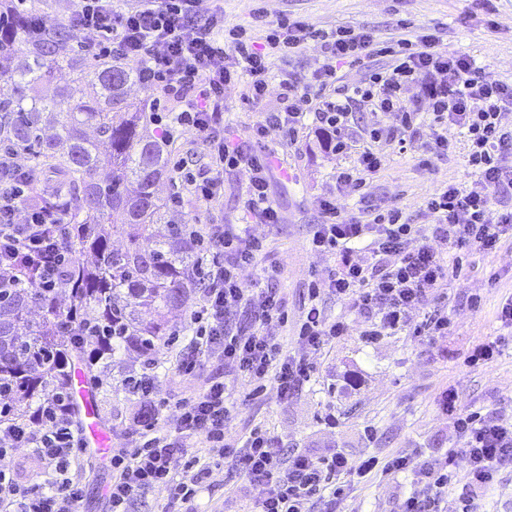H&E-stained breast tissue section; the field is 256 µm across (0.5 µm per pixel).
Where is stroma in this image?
<instances>
[{"mask_svg":"<svg viewBox=\"0 0 512 512\" xmlns=\"http://www.w3.org/2000/svg\"><path fill=\"white\" fill-rule=\"evenodd\" d=\"M269 18L303 17L315 26L330 29L351 25L371 29L381 38L394 36L396 21L403 18L414 27L439 28L442 46L473 56L495 79L512 81V0H498L494 17L479 14L464 19L465 0H263ZM268 144L284 151L287 169L275 170L271 195L282 215L279 224L255 225L267 246L255 266L243 275L245 287H253L267 265L281 268L277 283L288 308V324L275 332L284 353L300 348L294 336L307 302L311 271H325L331 258L310 248L314 224L319 221L320 197L332 183L336 168L350 164V157L321 150L316 140L283 147L278 131H270ZM470 170L462 153L434 160L432 168L418 165L412 154L389 153L384 167L367 188L371 203L381 208L399 207L411 223L431 224L423 203L438 187L453 181L469 182ZM246 189L241 173L224 174V193L213 205L200 207L184 195L181 210L188 222L240 224L244 218L240 200ZM464 271L448 288L444 303L454 324L448 336L428 343L396 333L368 342L360 334L355 315L334 297H326L328 317L346 315L349 330L322 352L312 355L315 371L293 398L280 399L274 383L252 396L249 386L235 382L217 356L202 359L194 376L180 375L172 368L174 347L169 339L157 341L153 355L158 362L160 393L170 401L191 396L202 384L218 377L235 384L226 441L244 440L255 427L269 430L283 448L314 456L336 453L351 459H380L406 450L427 455L450 446L448 418L439 409L438 397L448 386H457L463 406L498 412L512 417V349L489 367L470 368L463 359L478 341L498 336L497 314L512 299V239L496 253L463 260ZM496 284H489V276ZM481 305L471 308L472 295ZM98 412L112 429V445L125 447L126 430L140 411L134 397L113 387L96 394ZM334 414L335 427L324 423ZM410 488L404 475H375L351 487L339 503L341 512H396L398 502ZM254 494L244 474L225 463L197 497L196 512H252Z\"/></svg>","mask_w":512,"mask_h":512,"instance_id":"stroma-1","label":"stroma"}]
</instances>
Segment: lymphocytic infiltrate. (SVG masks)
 Segmentation results:
<instances>
[{"instance_id":"obj_1","label":"lymphocytic infiltrate","mask_w":512,"mask_h":512,"mask_svg":"<svg viewBox=\"0 0 512 512\" xmlns=\"http://www.w3.org/2000/svg\"><path fill=\"white\" fill-rule=\"evenodd\" d=\"M72 2L69 26L90 37L83 51L137 63L141 84L155 95L151 111H163L172 100L183 103L165 125V135L183 125L198 131L207 161L195 169L176 163L183 188L172 193L173 203H181L187 192L210 206L224 189L225 172L236 171L247 180L241 198L247 222L280 223L270 195L279 154L265 141L272 129L294 144L316 136L324 151L353 158L337 169L313 227L312 250L334 258L335 265L308 285V304L296 329L300 355L284 356L273 336L274 328L288 321L286 303L271 286L279 267L265 269L268 287L248 289L242 282L265 249L263 237L235 224L184 225L183 234L202 250L189 271L200 294L175 331L182 339L173 360L178 372L193 374L203 355L217 353L255 391L271 381L281 399L291 398L311 378V354L348 329L344 317L327 318L322 305L327 295L359 315L362 334L371 341L398 332L431 340L448 335L453 322L447 309L430 305L459 273L445 250L492 254L512 236V209L496 206L497 193L512 188V82L489 78L474 57L443 50L436 32L414 29L404 20L397 36L382 41L354 26L326 31L301 17L272 20L260 6L253 8L247 29L225 27L223 16L203 12V0ZM312 41L322 49V65L308 78L282 80L280 108L265 111L274 82L270 57L299 53ZM377 56L390 58L389 67L370 69ZM345 66L364 69L363 80L341 83L338 72ZM231 86L241 87L244 100L265 114L239 139L224 122V90ZM359 112L375 119L358 134ZM451 127L464 135L474 178L465 186L446 184L427 197L432 224L406 222L397 207L343 212L340 198L362 190L383 168L386 148L414 152L428 168L433 159L453 153L446 136ZM32 181L28 169L19 179L0 180V290L13 286L19 267L46 291L67 283L72 235L66 215L31 204ZM498 319L500 334L473 344L466 365H490L512 345V301L502 305ZM117 384L143 412L130 427V447L112 451L106 490L111 512H129L135 497L158 489L166 491L168 507L191 505L227 459L246 475L256 512H311L316 499L325 500L326 512H336L346 489L377 468L412 476L413 487L397 512H478L481 496L512 468V421L465 409L452 385L439 396L452 432L446 453L400 452L381 464L373 457L287 453L260 428L242 445L228 443L224 430L233 403L226 384L210 381L169 405L150 357ZM64 390V382L52 384L28 419L0 422V512H76L83 502L85 485L74 473L83 454L80 428ZM170 406L171 426L159 427V415ZM195 441L204 453L192 451ZM18 448L36 460L39 481L26 485L18 479L11 465ZM461 460L465 482L452 497L448 488Z\"/></svg>"}]
</instances>
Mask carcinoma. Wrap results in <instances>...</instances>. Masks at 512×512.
I'll return each mask as SVG.
<instances>
[{"instance_id":"obj_1","label":"carcinoma","mask_w":512,"mask_h":512,"mask_svg":"<svg viewBox=\"0 0 512 512\" xmlns=\"http://www.w3.org/2000/svg\"><path fill=\"white\" fill-rule=\"evenodd\" d=\"M10 6H0V82L11 87L0 94V152L28 157L53 182L33 195L47 209L65 208L75 251L63 291L46 295L21 276L0 295V392L14 393L10 419L20 421L54 377L69 378L95 357L90 347L57 354L64 324L128 327L99 361L109 372L116 355L131 347L143 353L166 336L165 314L185 303L198 252L180 233L177 206L156 193L170 151L128 99L137 71L76 53L69 27L54 23L50 34L29 36L33 13ZM62 72L69 81L44 95ZM102 167L109 168L103 180ZM116 236L125 249L112 247Z\"/></svg>"}]
</instances>
